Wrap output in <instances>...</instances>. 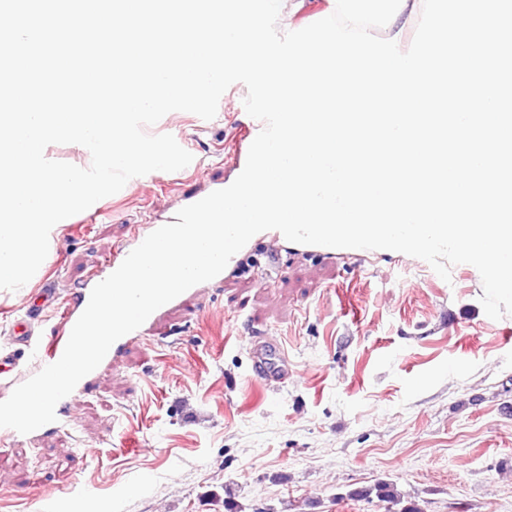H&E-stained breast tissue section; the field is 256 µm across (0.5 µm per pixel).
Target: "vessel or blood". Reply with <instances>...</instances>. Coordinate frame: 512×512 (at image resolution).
I'll use <instances>...</instances> for the list:
<instances>
[{
  "label": "vessel or blood",
  "instance_id": "vessel-or-blood-1",
  "mask_svg": "<svg viewBox=\"0 0 512 512\" xmlns=\"http://www.w3.org/2000/svg\"><path fill=\"white\" fill-rule=\"evenodd\" d=\"M58 297L54 285H47L28 302L25 313L15 319L11 336L14 345H17L21 354L31 357L37 366L43 367L56 362L63 354L71 330L80 316V311L86 308L90 294L82 292L78 308L68 311L60 334L51 338H44L38 332V326L45 317L46 310L52 306Z\"/></svg>",
  "mask_w": 512,
  "mask_h": 512
}]
</instances>
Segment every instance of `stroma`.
I'll return each instance as SVG.
<instances>
[{"mask_svg":"<svg viewBox=\"0 0 512 512\" xmlns=\"http://www.w3.org/2000/svg\"><path fill=\"white\" fill-rule=\"evenodd\" d=\"M246 95L231 85L209 121L166 114L148 134L172 135L192 162L66 218L42 273L60 298L41 335L135 226L236 174ZM268 247L252 241L196 312L164 311L102 365L60 430L0 436V512H389L348 497L382 480L422 512H512V315L485 314L478 270L452 266L446 281L400 252L329 261L291 242L270 269ZM271 341L288 350L274 391L251 376Z\"/></svg>","mask_w":512,"mask_h":512,"instance_id":"35a3bbf8","label":"stroma"}]
</instances>
